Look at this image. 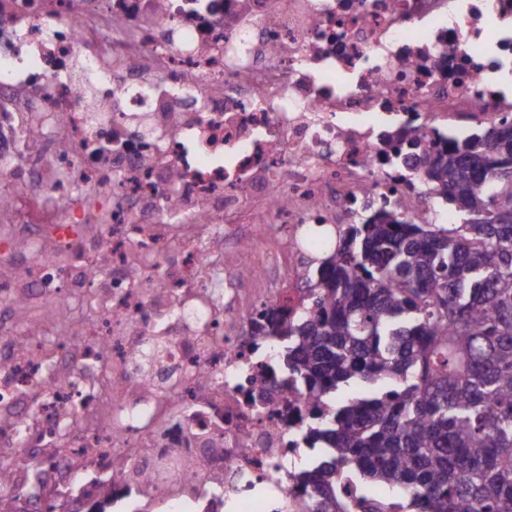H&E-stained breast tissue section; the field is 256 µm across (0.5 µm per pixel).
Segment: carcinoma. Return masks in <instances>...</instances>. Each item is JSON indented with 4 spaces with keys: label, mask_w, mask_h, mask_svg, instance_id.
I'll use <instances>...</instances> for the list:
<instances>
[{
    "label": "carcinoma",
    "mask_w": 512,
    "mask_h": 512,
    "mask_svg": "<svg viewBox=\"0 0 512 512\" xmlns=\"http://www.w3.org/2000/svg\"><path fill=\"white\" fill-rule=\"evenodd\" d=\"M446 142L425 178L455 223L385 199L298 272L307 313L254 321L283 373L339 399L306 436L307 512H512V118ZM344 482L393 496L337 502Z\"/></svg>",
    "instance_id": "obj_1"
}]
</instances>
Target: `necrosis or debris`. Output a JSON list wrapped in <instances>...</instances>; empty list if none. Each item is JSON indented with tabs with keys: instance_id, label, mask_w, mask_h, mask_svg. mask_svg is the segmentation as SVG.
<instances>
[{
	"instance_id": "obj_1",
	"label": "necrosis or debris",
	"mask_w": 512,
	"mask_h": 512,
	"mask_svg": "<svg viewBox=\"0 0 512 512\" xmlns=\"http://www.w3.org/2000/svg\"><path fill=\"white\" fill-rule=\"evenodd\" d=\"M485 2L0 0V466L54 449L46 500L71 476L98 497L96 470L118 505L220 486L232 512H305L328 405L284 382L254 316L305 310L311 225L386 197L436 221L439 132L512 115V0ZM400 135L417 147L394 166ZM64 287L95 318L16 346V305L52 318Z\"/></svg>"
}]
</instances>
